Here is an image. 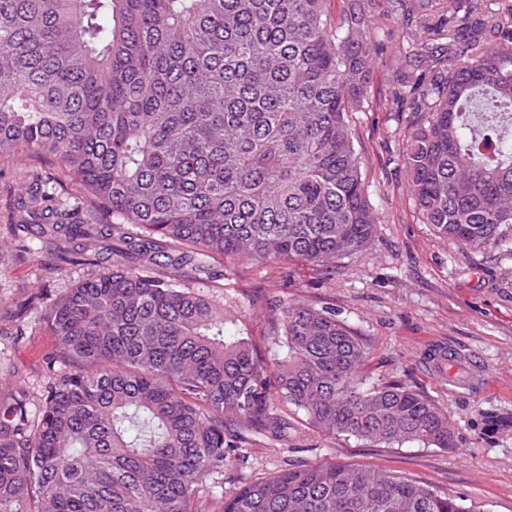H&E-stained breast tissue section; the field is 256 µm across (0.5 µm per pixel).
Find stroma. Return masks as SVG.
I'll return each mask as SVG.
<instances>
[{"label":"stroma","instance_id":"35a3bbf8","mask_svg":"<svg viewBox=\"0 0 512 512\" xmlns=\"http://www.w3.org/2000/svg\"><path fill=\"white\" fill-rule=\"evenodd\" d=\"M393 61L374 67L362 104L349 113L368 198L380 217L363 253L329 270L294 262H216V278L200 291L223 303L229 335L268 350L269 305L280 298L334 311L367 350L365 387L399 384L430 400L455 436L453 449L420 444L367 446L304 424L288 443L255 436L230 449L217 490L287 466L346 463L385 470L453 497L481 512H512V245L470 248L436 235L407 193L400 130L405 113L390 92ZM10 197L0 191V401L42 395L43 360L56 340L30 313L17 335L13 305L34 294L46 306L83 270L51 269L41 251L21 253L7 237ZM452 354L434 370L439 349Z\"/></svg>","mask_w":512,"mask_h":512}]
</instances>
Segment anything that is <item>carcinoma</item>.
Wrapping results in <instances>:
<instances>
[{"label":"carcinoma","mask_w":512,"mask_h":512,"mask_svg":"<svg viewBox=\"0 0 512 512\" xmlns=\"http://www.w3.org/2000/svg\"><path fill=\"white\" fill-rule=\"evenodd\" d=\"M0 0V158L36 154L7 230L87 274L45 307L38 411L0 402V512H477L348 464L215 496L229 438H288L292 406L369 445L453 448L412 389H365L336 315L272 309L268 354L196 291L219 257L327 267L378 215L347 113L394 50L402 163L425 223L469 246L512 235V0Z\"/></svg>","instance_id":"cac0c4a2"}]
</instances>
